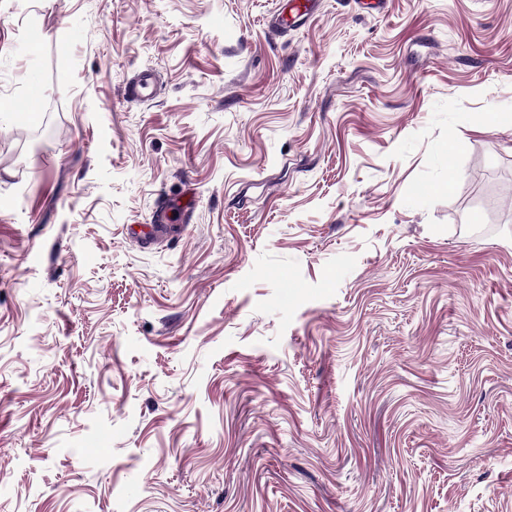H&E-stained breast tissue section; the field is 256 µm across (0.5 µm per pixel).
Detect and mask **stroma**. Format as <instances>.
<instances>
[{
    "mask_svg": "<svg viewBox=\"0 0 512 512\" xmlns=\"http://www.w3.org/2000/svg\"><path fill=\"white\" fill-rule=\"evenodd\" d=\"M1 97L0 512H512V0H0ZM156 91V76L149 68L139 70L126 85V96L131 101L151 100Z\"/></svg>",
    "mask_w": 512,
    "mask_h": 512,
    "instance_id": "stroma-1",
    "label": "stroma"
}]
</instances>
